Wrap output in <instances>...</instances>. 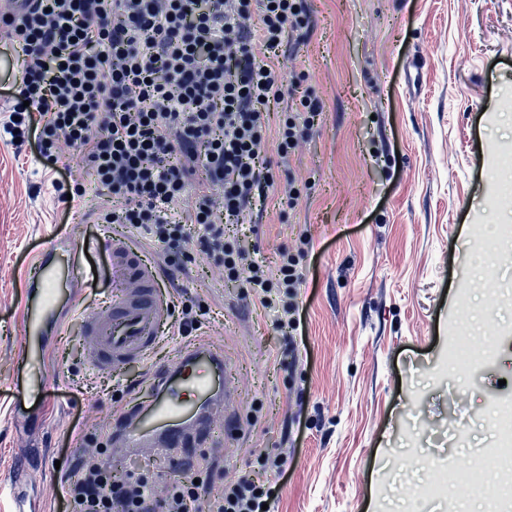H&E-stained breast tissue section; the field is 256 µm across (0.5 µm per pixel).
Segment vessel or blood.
<instances>
[{"mask_svg":"<svg viewBox=\"0 0 512 512\" xmlns=\"http://www.w3.org/2000/svg\"><path fill=\"white\" fill-rule=\"evenodd\" d=\"M107 254L112 269V295L96 310L86 312L84 326L92 339L95 365L101 370H119L135 357H148L169 303L161 289L156 267L145 261L126 236L92 239L78 255L65 261L38 253L20 278L27 288L22 303L20 360L33 361L45 355L44 336L55 317V307L74 281L90 282L94 273L87 254ZM224 357L209 344L201 343L181 353L173 368L153 374L147 400L132 415L118 420L113 438L127 448H157L171 453L204 438L211 419L223 404ZM29 481L27 468H18L8 492L13 512H32L22 491Z\"/></svg>","mask_w":512,"mask_h":512,"instance_id":"vessel-or-blood-1","label":"vessel or blood"}]
</instances>
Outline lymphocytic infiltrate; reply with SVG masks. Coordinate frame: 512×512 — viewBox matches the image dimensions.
<instances>
[{
  "instance_id": "1",
  "label": "lymphocytic infiltrate",
  "mask_w": 512,
  "mask_h": 512,
  "mask_svg": "<svg viewBox=\"0 0 512 512\" xmlns=\"http://www.w3.org/2000/svg\"><path fill=\"white\" fill-rule=\"evenodd\" d=\"M307 0H9L0 38L17 75L0 138L27 143L34 157L72 184V214L88 186L104 224L141 228L171 265L191 245L222 264L264 310L275 331L297 327L304 277L288 252L270 267L226 243L224 227L262 215L281 162L323 106L286 79L282 61L311 28ZM278 130L268 114L287 99ZM76 146L65 156L61 143ZM195 202L182 218L172 209ZM266 479L172 482L157 498L148 481L113 480L98 455L77 454L61 479L62 512H263Z\"/></svg>"
}]
</instances>
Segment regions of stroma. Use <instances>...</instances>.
<instances>
[{"mask_svg":"<svg viewBox=\"0 0 512 512\" xmlns=\"http://www.w3.org/2000/svg\"><path fill=\"white\" fill-rule=\"evenodd\" d=\"M313 29L285 62L324 112L295 150L305 180L293 204L269 192L261 223L232 226L268 265L300 255L303 324L280 334L223 265L196 254L169 269L143 230L62 223L53 174L25 145L0 140V394L24 390L16 277L32 253L71 248L74 232L122 231L204 314L187 336H159L149 363L114 374L87 357L82 311L71 313L42 372L53 407L31 424L43 462L25 493L54 512L59 472L82 432L109 449L112 473L146 477L156 496L176 480L166 455H113V421L145 393L149 368L205 342L224 353L234 395L192 458L216 483L253 479L267 449L286 472L271 512H498L501 471L480 485L429 487L440 466L492 445L487 414L512 399V252L479 225L512 209V0H311ZM493 330L484 365L443 368L459 317ZM416 450L426 464L400 468Z\"/></svg>","mask_w":512,"mask_h":512,"instance_id":"stroma-1","label":"stroma"}]
</instances>
